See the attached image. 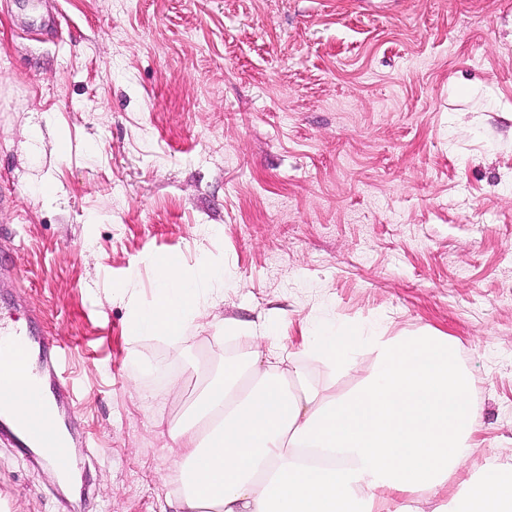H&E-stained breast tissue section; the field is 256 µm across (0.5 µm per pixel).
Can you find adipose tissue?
Segmentation results:
<instances>
[{
	"label": "adipose tissue",
	"mask_w": 512,
	"mask_h": 512,
	"mask_svg": "<svg viewBox=\"0 0 512 512\" xmlns=\"http://www.w3.org/2000/svg\"><path fill=\"white\" fill-rule=\"evenodd\" d=\"M154 275L158 299L135 310L130 338H178L207 285L224 279L208 267L188 277L168 259ZM264 339L265 351L226 364L190 415L165 426L178 450L175 512H384L389 493L404 497L400 512H420L468 460L481 409L448 337L316 324L312 359L340 370L358 349L374 356L359 385L337 396L299 366L279 368L274 327ZM29 373L26 358L0 352V403L16 421L38 407ZM463 512H512V465L486 462Z\"/></svg>",
	"instance_id": "obj_1"
}]
</instances>
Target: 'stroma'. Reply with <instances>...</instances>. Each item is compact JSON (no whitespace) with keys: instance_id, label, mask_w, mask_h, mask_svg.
Segmentation results:
<instances>
[{"instance_id":"stroma-1","label":"stroma","mask_w":512,"mask_h":512,"mask_svg":"<svg viewBox=\"0 0 512 512\" xmlns=\"http://www.w3.org/2000/svg\"><path fill=\"white\" fill-rule=\"evenodd\" d=\"M1 53L0 315L63 347L56 424L94 441L62 482L1 434L9 512H171L153 417L270 320L336 393L372 358L307 359L314 321L450 336L482 424L444 502L512 463V0H0ZM168 255L227 283L130 339Z\"/></svg>"}]
</instances>
